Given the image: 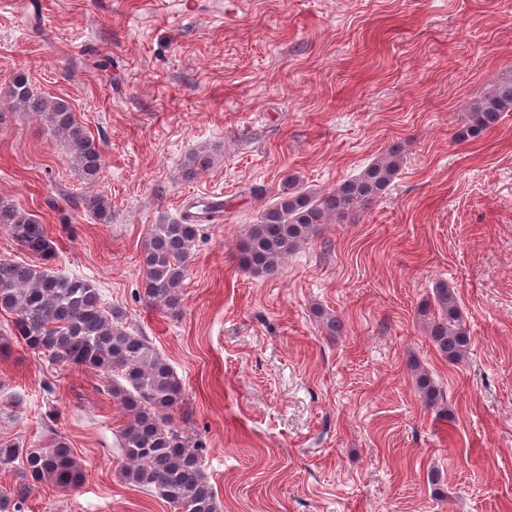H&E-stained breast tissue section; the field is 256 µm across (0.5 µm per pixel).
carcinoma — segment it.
<instances>
[{
    "label": "carcinoma",
    "instance_id": "obj_1",
    "mask_svg": "<svg viewBox=\"0 0 512 512\" xmlns=\"http://www.w3.org/2000/svg\"><path fill=\"white\" fill-rule=\"evenodd\" d=\"M13 112H27L40 121L67 150V162L88 184L94 183L104 156L99 143L76 117L70 103L39 92L27 75L17 73L0 93ZM512 111V81L504 82L474 105L463 138H478L494 127L502 113ZM211 163L207 151L191 153L184 164L188 177ZM393 149L358 176L312 197L287 179L277 204L262 212L240 244L239 263L255 276L276 275L284 259L308 243L319 226L341 221L368 208L386 193L400 170ZM83 205L104 221L108 199L90 196ZM217 208L186 214L180 221L150 225L143 247L144 301L175 315L181 312L185 282L193 261L200 224L219 223ZM0 226L16 244L36 258L21 264L0 259V312L14 315L10 336H0V356L11 355L14 337L34 353L60 366L92 371L105 380L128 422L116 435L113 451L124 461L122 478L169 503L175 512H220L214 490L203 470V444L172 423L171 413L185 399V388L171 365L144 336L131 330L123 311L106 308L94 283L57 273L47 266L56 254L54 241L34 213L0 199ZM439 315L429 323L435 349L448 361L466 360L472 337L462 323L455 292L436 290ZM419 391L431 404L442 397L428 371L415 363ZM0 469H15L23 488L50 483L75 490L86 480L65 438L57 436L40 448H23L0 438Z\"/></svg>",
    "mask_w": 512,
    "mask_h": 512
}]
</instances>
